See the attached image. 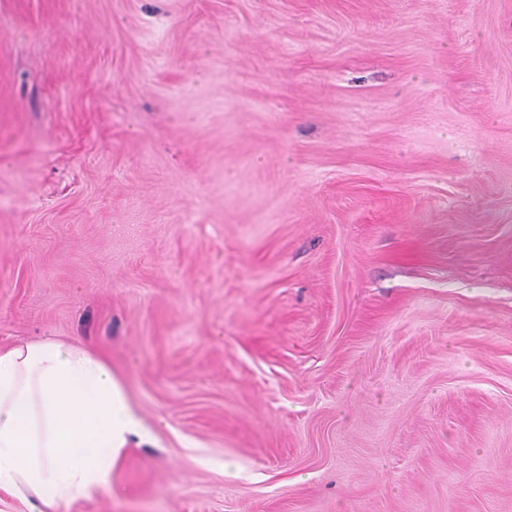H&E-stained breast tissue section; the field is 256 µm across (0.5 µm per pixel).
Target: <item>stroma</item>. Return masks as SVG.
<instances>
[{
	"instance_id": "obj_1",
	"label": "stroma",
	"mask_w": 512,
	"mask_h": 512,
	"mask_svg": "<svg viewBox=\"0 0 512 512\" xmlns=\"http://www.w3.org/2000/svg\"><path fill=\"white\" fill-rule=\"evenodd\" d=\"M151 434L69 512H512V0H0V347Z\"/></svg>"
}]
</instances>
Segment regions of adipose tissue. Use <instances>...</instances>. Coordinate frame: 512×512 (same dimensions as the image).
<instances>
[{"instance_id":"1","label":"adipose tissue","mask_w":512,"mask_h":512,"mask_svg":"<svg viewBox=\"0 0 512 512\" xmlns=\"http://www.w3.org/2000/svg\"><path fill=\"white\" fill-rule=\"evenodd\" d=\"M150 440L97 351L55 338L0 348V493L67 512L111 488L131 439Z\"/></svg>"}]
</instances>
